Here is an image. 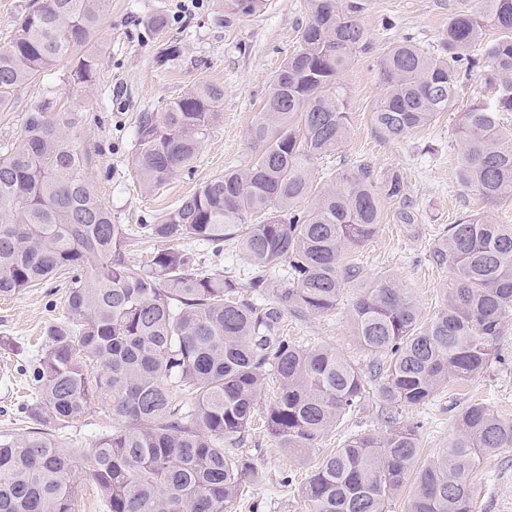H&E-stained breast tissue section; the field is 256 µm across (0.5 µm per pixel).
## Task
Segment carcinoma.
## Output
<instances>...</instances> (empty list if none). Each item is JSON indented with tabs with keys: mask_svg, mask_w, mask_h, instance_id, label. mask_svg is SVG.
Segmentation results:
<instances>
[{
	"mask_svg": "<svg viewBox=\"0 0 512 512\" xmlns=\"http://www.w3.org/2000/svg\"><path fill=\"white\" fill-rule=\"evenodd\" d=\"M365 0H307L299 46L269 80L262 118L250 130L255 154L172 209L131 230L112 221L91 179L88 152L73 135L74 113L46 97L27 112L19 143L0 154V296L67 279L65 319L48 327L39 353L19 364L34 397L21 407L31 428L0 432V512H76L85 466L105 512H228L243 484H258L253 461L226 452L244 441L264 380L277 383L263 411L280 447L305 455L369 399L354 365L328 347L284 336V313L336 309L361 279L348 251L374 236L383 203L399 224L417 216L397 171L340 166L303 210L315 159L349 135L343 74L366 50L359 22ZM108 0H36L0 46V111L14 90L63 66V82L88 91L97 52L91 43ZM265 0H228L232 17ZM500 36L487 51L494 89L460 114L457 182L488 204L512 197V0L458 10L432 57L409 40L378 61L384 93L372 112L379 134L404 139L454 109L460 76L486 28ZM224 89L205 79L161 112L137 117L133 165L150 190L191 169L219 120ZM219 257L235 244L253 268L244 282L224 277L188 247ZM145 245L150 259L129 253ZM429 260L453 274L444 302L427 319L391 274L364 286L351 336L380 360L378 399L394 422L383 436H347L302 489L303 512H386L413 479L406 512H472L477 461L512 447V421L471 401L455 416L448 453L416 466L414 427L395 424L405 406L423 405L450 382L483 374L512 317V225L483 211L444 227ZM100 406L112 427L88 453L63 447L57 432Z\"/></svg>",
	"mask_w": 512,
	"mask_h": 512,
	"instance_id": "1",
	"label": "carcinoma"
}]
</instances>
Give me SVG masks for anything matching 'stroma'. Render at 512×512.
I'll use <instances>...</instances> for the list:
<instances>
[{
	"label": "stroma",
	"mask_w": 512,
	"mask_h": 512,
	"mask_svg": "<svg viewBox=\"0 0 512 512\" xmlns=\"http://www.w3.org/2000/svg\"><path fill=\"white\" fill-rule=\"evenodd\" d=\"M478 0H366L361 24L368 48L357 54L343 76L348 90L350 134L337 151L346 165L366 164L379 173L399 171L409 185L418 221L398 224L394 207L383 205L377 233L354 254L364 280L383 272L396 277L423 315H430L450 283L449 270L433 266L428 255L445 225L462 214L491 211L503 224H512V198L487 206L476 192L458 185V145L454 127L458 113L478 99L490 97L484 82L483 47L479 62L460 84L454 111L429 128L400 141L380 136L372 112L383 94L377 62L391 42L409 37L432 56H444L443 33L451 13L473 10ZM165 12L169 26L152 33L149 19ZM224 0H109L102 26L93 43L98 74L90 92H74L54 69L13 93L0 112V152L19 141L31 105L47 97L68 100L78 119L79 143L92 156L93 185L118 224H140L173 208L225 167L247 164L253 152L249 133L260 117L259 105L269 92V78L299 44L308 21L305 0H266L255 15L226 21ZM180 48L178 60L159 61L166 42ZM224 89L222 116L204 141L191 171L173 175L159 188L139 186L132 155L136 119L142 112L162 111L197 79ZM66 283L56 278L43 287L0 298V432L23 434L27 425L19 407L31 395L23 377L13 369L20 359L33 357L50 323L64 315ZM362 288L344 289L338 305L319 316L288 312L284 323L292 339L306 346H328L341 353L362 373H370L373 355L362 351L350 333L352 308ZM498 356L488 372L464 386L439 394L427 405L403 408L401 422L415 425L419 463L449 451L454 434V405L479 400L502 419L512 421V322L497 341ZM389 429L381 403L369 399L350 419L346 433L330 432L314 450L295 457L266 432L252 429L237 453L248 456L265 472L259 484L245 486L234 512H303L301 491L316 465L339 448L345 434L384 435ZM474 512H512V447L481 458L473 471Z\"/></svg>",
	"instance_id": "obj_1"
}]
</instances>
